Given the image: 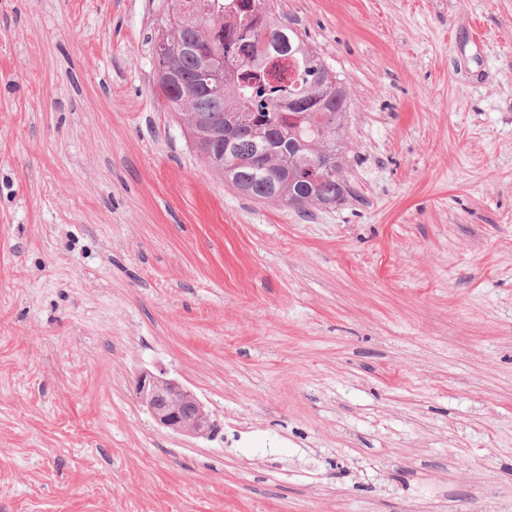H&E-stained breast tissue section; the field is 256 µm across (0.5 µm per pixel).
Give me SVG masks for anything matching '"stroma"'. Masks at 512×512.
Instances as JSON below:
<instances>
[{"mask_svg": "<svg viewBox=\"0 0 512 512\" xmlns=\"http://www.w3.org/2000/svg\"><path fill=\"white\" fill-rule=\"evenodd\" d=\"M268 6L348 91L330 209L208 169L166 0H0V512H512V0ZM163 34L164 33L161 32V34L157 37L153 47L157 68L161 67L162 72H164L168 58L173 54L174 51L178 49H191V47L186 44L172 42L170 38L166 40V36L164 37ZM134 392L153 422L173 434L208 439L220 427L191 388L164 373L140 371L134 380Z\"/></svg>", "mask_w": 512, "mask_h": 512, "instance_id": "obj_1", "label": "stroma"}]
</instances>
